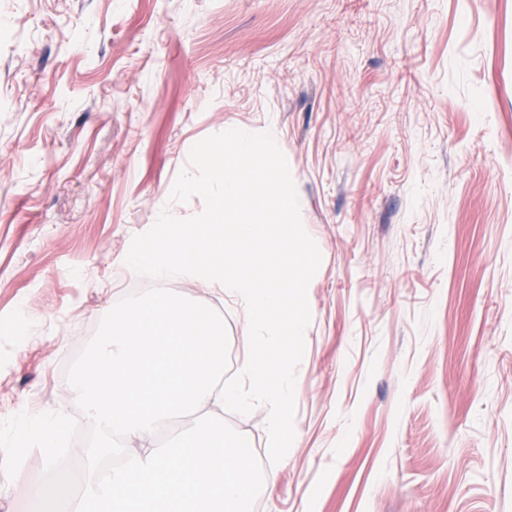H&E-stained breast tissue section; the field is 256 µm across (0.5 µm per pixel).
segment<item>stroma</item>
<instances>
[{
    "label": "stroma",
    "instance_id": "1",
    "mask_svg": "<svg viewBox=\"0 0 512 512\" xmlns=\"http://www.w3.org/2000/svg\"><path fill=\"white\" fill-rule=\"evenodd\" d=\"M271 132L321 265L295 438L225 412L253 512H512V0H0V421L80 411L67 369L137 275L192 146ZM219 313L227 376L246 317ZM0 472V512L44 474Z\"/></svg>",
    "mask_w": 512,
    "mask_h": 512
}]
</instances>
